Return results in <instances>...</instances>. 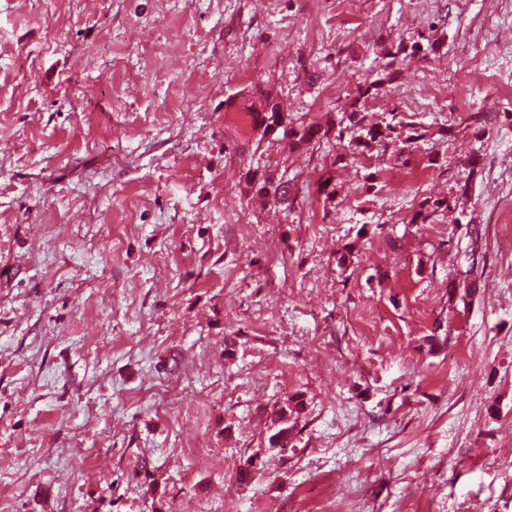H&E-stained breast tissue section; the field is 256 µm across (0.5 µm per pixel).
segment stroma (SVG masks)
Returning <instances> with one entry per match:
<instances>
[{
	"label": "stroma",
	"instance_id": "stroma-1",
	"mask_svg": "<svg viewBox=\"0 0 512 512\" xmlns=\"http://www.w3.org/2000/svg\"><path fill=\"white\" fill-rule=\"evenodd\" d=\"M420 34L407 161L226 108L327 123ZM355 504L512 512V0H0V512ZM260 97L257 101H252L249 104L244 106L245 113L250 117V126L254 131L259 133L258 145L265 138V132L269 125L264 128L265 123L271 119V117L276 114V112H280L279 114H284L288 118V113L283 112L280 108L279 103L276 101L274 97H272L269 93L260 92ZM272 102L270 107V112H267V105ZM261 129L263 131L261 132ZM247 184L259 196L270 198V201L274 203H284L288 201L290 197V185L288 181H282L281 179L275 181L274 177L263 175L258 178L257 174L250 175L248 172ZM286 400L290 403H288V405L284 404V406H278L273 411L272 417L270 418L273 425V433L269 436L268 443L275 432L283 434V444L279 447L281 450L288 448V443L290 442V431L292 429L290 419L295 418V415L300 414L303 410V403L301 400H298L296 396L289 397Z\"/></svg>",
	"mask_w": 512,
	"mask_h": 512
}]
</instances>
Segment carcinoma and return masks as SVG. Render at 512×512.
<instances>
[{
	"instance_id": "carcinoma-1",
	"label": "carcinoma",
	"mask_w": 512,
	"mask_h": 512,
	"mask_svg": "<svg viewBox=\"0 0 512 512\" xmlns=\"http://www.w3.org/2000/svg\"><path fill=\"white\" fill-rule=\"evenodd\" d=\"M438 51V39L432 36L420 35L418 38L408 41L400 40L383 45L381 58L382 64L375 76L357 87L356 95L351 102L340 109V118L337 121L321 125L300 119L288 121V128L279 131L282 138L288 140L291 147H299L311 142H320L328 137L333 130H338V138L349 134L350 141L348 148L352 154H366L376 149L385 148L388 145L399 147L400 152L415 151L418 142L424 139L422 126L413 120H405L399 117L395 111L389 112V119L377 124L365 123L364 112L366 103L377 97L388 86L392 85L399 72L400 65L410 58L418 55L428 57ZM245 113L250 117V126L259 132L258 141H263L265 123L277 112L281 111L279 103L268 93H260V97L244 106ZM248 186L254 188L259 196L270 198L274 203H283L290 197V185L286 181L275 180L273 177L264 175L257 177L253 174L248 176ZM448 207V201L434 200L424 201L421 210L414 213L410 223L417 220L427 221L432 215ZM303 410L302 401L293 396L288 398V404L278 406L272 414L270 421L273 431L283 435L281 449L288 448L290 442V431L292 426L290 420L295 418Z\"/></svg>"
}]
</instances>
